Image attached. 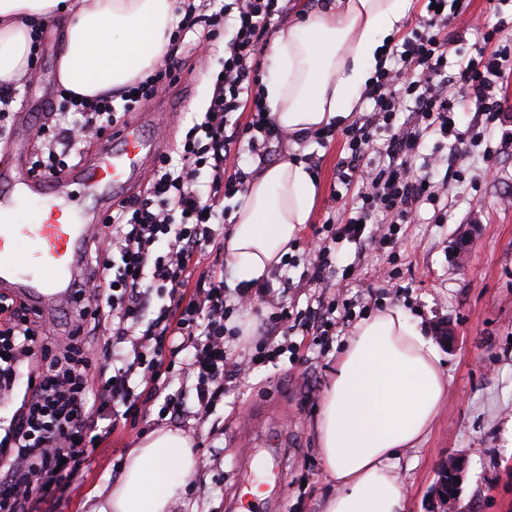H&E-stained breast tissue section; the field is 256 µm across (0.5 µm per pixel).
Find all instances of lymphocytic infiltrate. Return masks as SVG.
I'll use <instances>...</instances> for the list:
<instances>
[{
	"instance_id": "f902f5d3",
	"label": "lymphocytic infiltrate",
	"mask_w": 512,
	"mask_h": 512,
	"mask_svg": "<svg viewBox=\"0 0 512 512\" xmlns=\"http://www.w3.org/2000/svg\"><path fill=\"white\" fill-rule=\"evenodd\" d=\"M434 2L366 88L370 113L345 128L329 124L313 133L318 140L345 138L348 155L332 196L341 198L343 189L353 187L358 203L344 209L341 219L315 228L320 244L306 269L309 283L320 284L334 271L338 243L365 240V225H378L381 244L395 247L401 225L410 223L421 205L447 195L459 170L447 168L436 184L429 173L414 169L413 159L433 134L454 139L464 150L473 145L454 119L460 104L486 125L505 109L500 91L512 77V42L498 38L505 19L482 21V46L452 64L448 29L466 0ZM287 7L288 0H225L213 11L204 0L199 5L186 0L169 34L164 65L127 85L120 96L67 99L63 107L74 113L70 124L37 127L44 149L33 167L57 175L71 167L84 139L102 137L122 115L134 112L136 103L178 82L172 48L188 32L203 28L207 42H224L222 77L199 122L188 129L176 156L159 158L145 190L113 208L91 245L89 263L103 276L87 286L77 329L52 335L22 299L0 294V392L13 390L20 363L34 358L41 366L20 413L0 438V512H32L33 503L68 477L119 422L136 425L140 405L160 401L161 421L192 411L209 415L231 369L248 370L256 361L274 363L283 356L298 361L301 338L320 345L335 329L338 301L321 300L298 311L284 307L272 321L281 339L265 337L254 356L234 361L229 340L238 331L229 321L254 301L273 302L271 284L229 292L223 275L196 271L199 255L221 245L212 223L223 220L224 200L246 190L248 172L228 166V157L261 165L272 143L288 137L265 115L259 93L260 57ZM118 98L123 107H115ZM245 109L250 119L243 124L237 114ZM204 173L210 176L205 192L197 187ZM103 328L110 337L92 387L86 376L92 365L87 337Z\"/></svg>"
}]
</instances>
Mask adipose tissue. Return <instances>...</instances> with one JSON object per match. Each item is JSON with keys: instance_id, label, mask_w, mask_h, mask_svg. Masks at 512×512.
<instances>
[{"instance_id": "obj_1", "label": "adipose tissue", "mask_w": 512, "mask_h": 512, "mask_svg": "<svg viewBox=\"0 0 512 512\" xmlns=\"http://www.w3.org/2000/svg\"><path fill=\"white\" fill-rule=\"evenodd\" d=\"M415 0H326L266 48L263 101L297 139L348 118ZM176 0H0V86L27 70L33 27L59 29L58 83L91 98L118 92L162 58ZM318 188L303 163L267 166L238 196L224 255L237 282L265 281L307 224ZM447 394L432 340L399 307L361 318L336 360L313 430L333 485L323 512H404L399 457L426 438ZM196 472L174 430L146 435L92 512H171Z\"/></svg>"}]
</instances>
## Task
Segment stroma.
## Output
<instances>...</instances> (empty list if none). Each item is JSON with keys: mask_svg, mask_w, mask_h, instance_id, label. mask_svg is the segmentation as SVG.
I'll return each mask as SVG.
<instances>
[{"mask_svg": "<svg viewBox=\"0 0 512 512\" xmlns=\"http://www.w3.org/2000/svg\"><path fill=\"white\" fill-rule=\"evenodd\" d=\"M492 9L491 0H470L453 24L449 60L471 56L480 47L476 21L491 16ZM198 40L188 34L178 49L180 81L140 106L144 112L172 113L159 131L160 149L168 154L207 102L210 74L223 54L220 44L212 52H196ZM58 52L59 35L46 26L37 69L32 78L18 79L15 90V109L25 114L28 127L54 118ZM505 129L512 130V119L499 120L483 141L491 161L477 152L459 159L463 176L448 191L447 223H434V209L426 204L403 225L400 247L374 241L340 244L335 273L315 287L303 275L308 247L316 242L311 227L339 208L331 188L347 151L343 138L326 144L310 138L288 140L280 154L284 160L298 155L313 161L320 194L310 224L297 239L294 265L271 277L279 302L299 310L317 296L339 293L352 319L397 306L426 334H433L439 322L455 329L454 346L438 347L448 381L444 405L426 440L401 457L406 512H427L438 467L452 454L467 461L459 512H512V147L499 146ZM475 219L480 227L467 259L456 264V235ZM352 319L337 325L325 347L304 350L301 362L283 358L227 378L223 403L205 420H142L133 429L117 428L59 490L36 503L35 512H90L95 492L117 479L131 448L160 427L181 431L197 460L196 473L184 487V504L175 512H244L255 483L266 488L259 512H323L332 485L316 451L312 423ZM268 429L282 436L284 450L276 461L255 444L257 431Z\"/></svg>", "mask_w": 512, "mask_h": 512, "instance_id": "35a3bbf8", "label": "stroma"}]
</instances>
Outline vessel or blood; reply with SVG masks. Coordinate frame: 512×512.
Masks as SVG:
<instances>
[{
  "label": "vessel or blood",
  "mask_w": 512,
  "mask_h": 512,
  "mask_svg": "<svg viewBox=\"0 0 512 512\" xmlns=\"http://www.w3.org/2000/svg\"><path fill=\"white\" fill-rule=\"evenodd\" d=\"M166 113L136 112L112 127L89 160L53 177L35 174L26 158L0 169V208H36L33 218L0 225V292L24 298L41 320L79 310L78 289L95 276L86 243L110 214L112 194L138 186L156 158L158 141L146 124L162 127Z\"/></svg>",
  "instance_id": "vessel-or-blood-1"
}]
</instances>
